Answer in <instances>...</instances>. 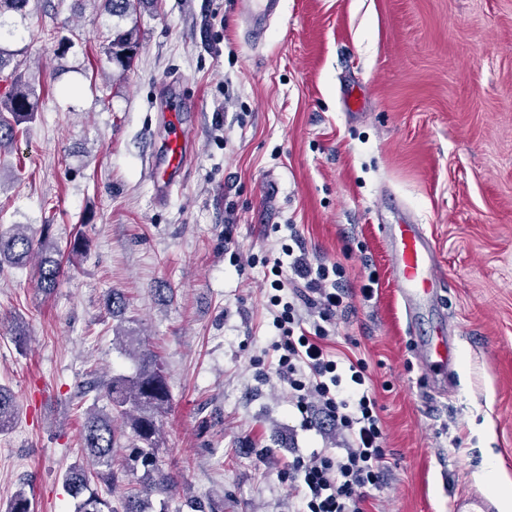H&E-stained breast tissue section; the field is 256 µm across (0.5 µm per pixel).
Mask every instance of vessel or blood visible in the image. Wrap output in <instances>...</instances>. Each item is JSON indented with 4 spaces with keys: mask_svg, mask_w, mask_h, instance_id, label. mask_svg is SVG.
I'll return each mask as SVG.
<instances>
[{
    "mask_svg": "<svg viewBox=\"0 0 512 512\" xmlns=\"http://www.w3.org/2000/svg\"><path fill=\"white\" fill-rule=\"evenodd\" d=\"M239 16L245 17L252 38L263 35L262 25L278 9L279 0H236ZM188 161L187 137L180 123H172L167 148L154 172L158 184L175 186V177ZM389 241L391 272L400 294L407 303L417 304L428 298L439 279L434 246L420 224L407 220L385 227ZM422 365L443 376L453 366L455 349L443 335L428 337L420 351Z\"/></svg>",
    "mask_w": 512,
    "mask_h": 512,
    "instance_id": "vessel-or-blood-1",
    "label": "vessel or blood"
}]
</instances>
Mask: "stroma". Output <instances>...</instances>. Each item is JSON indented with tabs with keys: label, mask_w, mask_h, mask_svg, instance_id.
<instances>
[{
	"label": "stroma",
	"mask_w": 512,
	"mask_h": 512,
	"mask_svg": "<svg viewBox=\"0 0 512 512\" xmlns=\"http://www.w3.org/2000/svg\"><path fill=\"white\" fill-rule=\"evenodd\" d=\"M91 11L31 0L27 16H0L39 94L36 120L0 155V230L89 239L48 300L34 266L0 273V385L18 407L0 435V512L21 489L34 512H73L61 473L83 457L82 386L135 369L113 342V290L172 395L159 459L174 484L149 512H297L289 461L343 442L302 427L269 349L260 259L291 224L355 293L329 342L366 357L395 460L369 512H454L485 495L486 469L512 479V0H281L256 43L236 0H154L131 67L111 80L112 20ZM61 35L74 41L64 55ZM348 94L362 110L346 109ZM169 112L190 158L160 202L150 167ZM396 205L422 224L441 279L413 316L380 221ZM440 323L458 356L443 394L418 360Z\"/></svg>",
	"instance_id": "stroma-1"
}]
</instances>
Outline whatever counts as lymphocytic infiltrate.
<instances>
[{
	"instance_id": "f902f5d3",
	"label": "lymphocytic infiltrate",
	"mask_w": 512,
	"mask_h": 512,
	"mask_svg": "<svg viewBox=\"0 0 512 512\" xmlns=\"http://www.w3.org/2000/svg\"><path fill=\"white\" fill-rule=\"evenodd\" d=\"M285 257L274 258L270 287L276 372L286 381L291 401L310 426L321 413L347 440L343 451L295 456L288 480L301 497L299 512H366L371 491L380 490L389 469L387 435L364 358L344 359L327 339L338 315L352 305L345 269L337 262H311L296 227Z\"/></svg>"
}]
</instances>
